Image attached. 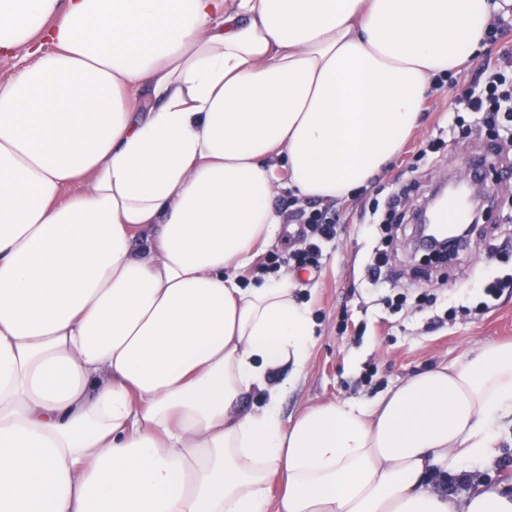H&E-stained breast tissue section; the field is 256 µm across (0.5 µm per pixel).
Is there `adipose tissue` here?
<instances>
[{"instance_id":"ef3b65f1","label":"adipose tissue","mask_w":512,"mask_h":512,"mask_svg":"<svg viewBox=\"0 0 512 512\" xmlns=\"http://www.w3.org/2000/svg\"><path fill=\"white\" fill-rule=\"evenodd\" d=\"M512 0H0V512H512V343L371 404L280 401L295 274L234 271L403 150ZM262 405L240 409L245 396ZM502 451L503 455L492 466L483 470L478 469L474 472L472 482L486 485L509 484L510 490L512 489V445L510 441L503 442ZM506 460H510L511 465L504 468L502 464L506 466L509 463V461L504 462Z\"/></svg>"}]
</instances>
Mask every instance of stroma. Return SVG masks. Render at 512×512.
I'll return each instance as SVG.
<instances>
[{
  "mask_svg": "<svg viewBox=\"0 0 512 512\" xmlns=\"http://www.w3.org/2000/svg\"><path fill=\"white\" fill-rule=\"evenodd\" d=\"M472 75V69L462 70L431 91L421 125L399 156L350 199L336 203L339 233L322 243L318 264H298L302 244L296 225L287 223L273 242L256 249L251 265L238 269L239 277L255 276L258 264L277 255L282 270L299 273L296 297L316 322L307 363L281 401L283 418L296 419L328 401L374 402L412 376L475 352L484 342L512 341V294L488 311L474 309L476 284L512 273V247L506 245L512 238V183L497 185L469 251L443 266L423 262L413 251L411 209L391 212L396 228L389 240L357 221L363 208L385 203L403 187L410 199L423 203L472 151L488 143V132L462 134L435 161L417 158L422 142L446 125L457 85ZM379 248L391 252L398 276L374 283L368 267ZM401 293L408 297L403 309L388 308L386 298ZM461 304L471 306V313L449 318V308ZM367 373L372 376L368 383L363 380Z\"/></svg>",
  "mask_w": 512,
  "mask_h": 512,
  "instance_id": "stroma-1",
  "label": "stroma"
}]
</instances>
